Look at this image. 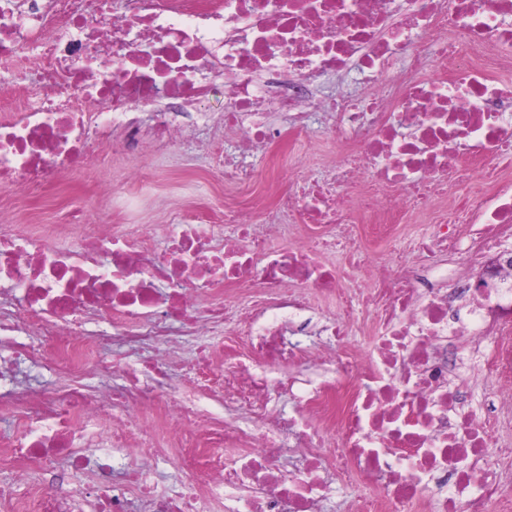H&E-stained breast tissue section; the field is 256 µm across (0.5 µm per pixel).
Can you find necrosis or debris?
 Wrapping results in <instances>:
<instances>
[{
    "mask_svg": "<svg viewBox=\"0 0 512 512\" xmlns=\"http://www.w3.org/2000/svg\"><path fill=\"white\" fill-rule=\"evenodd\" d=\"M353 66L360 95L315 100ZM27 67L38 81L0 122L4 188H54L99 133L131 148L145 112L156 141L183 142L161 104L204 99L212 72L236 152L308 142L317 116L336 154L326 182L292 173L220 224H72L68 249L0 224V287L22 301L0 306V389L23 425L0 443L11 512H321L334 482L366 485L349 512H512V267L489 287L483 268L512 237V0H0V76ZM227 330L244 342L215 357ZM45 360L56 384L21 383ZM331 362L335 380L302 379ZM201 389L233 423L214 426Z\"/></svg>",
    "mask_w": 512,
    "mask_h": 512,
    "instance_id": "obj_1",
    "label": "necrosis or debris"
}]
</instances>
